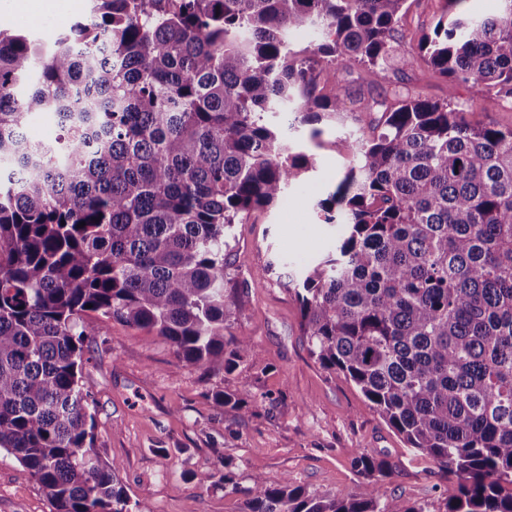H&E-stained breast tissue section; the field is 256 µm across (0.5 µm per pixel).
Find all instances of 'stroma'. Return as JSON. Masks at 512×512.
<instances>
[{
  "mask_svg": "<svg viewBox=\"0 0 512 512\" xmlns=\"http://www.w3.org/2000/svg\"><path fill=\"white\" fill-rule=\"evenodd\" d=\"M87 12L88 0H64L45 28L0 7V31L66 32ZM353 74L371 97L391 94L398 85L436 99L448 92L445 79L423 67L372 75L357 66ZM313 153L316 169L309 178L291 185L280 204L252 212L231 229L224 258L237 287L233 333L249 336L255 350L234 372L205 380L161 338L95 313L86 316L82 384L94 402L95 449L121 463L120 484L130 503L150 512H240L242 488L257 480L272 486L288 480L344 500L365 481L352 466L362 451L390 462L381 479L386 497L436 510L456 494L455 477L408 447L343 374L324 370L308 352L288 277L326 252L334 229L321 222L316 203L354 162L326 146ZM271 262L287 263L286 275L254 283V273ZM219 388L256 393L253 416L241 419L215 400ZM228 461L239 492L219 479L198 483L197 474L219 476ZM0 512H52L29 472L5 453Z\"/></svg>",
  "mask_w": 512,
  "mask_h": 512,
  "instance_id": "1",
  "label": "stroma"
}]
</instances>
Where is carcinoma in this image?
Segmentation results:
<instances>
[{"mask_svg":"<svg viewBox=\"0 0 512 512\" xmlns=\"http://www.w3.org/2000/svg\"><path fill=\"white\" fill-rule=\"evenodd\" d=\"M90 2L68 33L0 32V451L53 512H132L121 464L94 448L84 316L153 332L209 377L254 355L231 335L226 235L314 171L265 121L294 104L313 140L369 117L331 143L355 158L317 203L333 245L289 280L311 356L456 477L441 512H512V128L473 118L487 94L512 101V0L480 17L446 0L410 50L420 0ZM314 27L319 43H290ZM421 61L447 97L344 113L339 74ZM39 112L56 142L24 133ZM216 396L253 414L249 391ZM355 464L367 481L347 500L256 482L243 512H430L381 499L387 462Z\"/></svg>","mask_w":512,"mask_h":512,"instance_id":"cac0c4a2","label":"carcinoma"}]
</instances>
